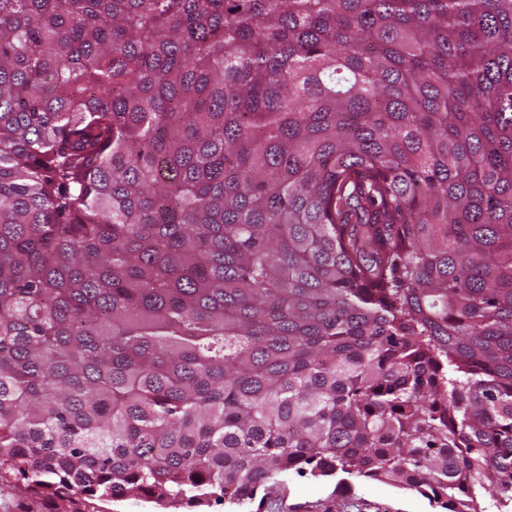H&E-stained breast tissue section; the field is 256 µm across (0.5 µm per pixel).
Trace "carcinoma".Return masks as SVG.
<instances>
[{"mask_svg": "<svg viewBox=\"0 0 512 512\" xmlns=\"http://www.w3.org/2000/svg\"><path fill=\"white\" fill-rule=\"evenodd\" d=\"M306 469L512 508V0H0V512Z\"/></svg>", "mask_w": 512, "mask_h": 512, "instance_id": "1", "label": "carcinoma"}]
</instances>
